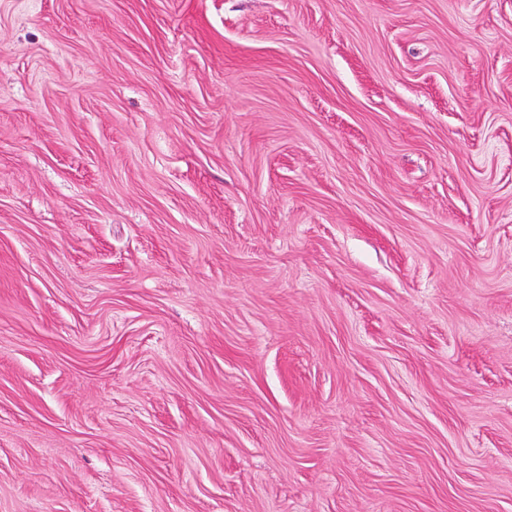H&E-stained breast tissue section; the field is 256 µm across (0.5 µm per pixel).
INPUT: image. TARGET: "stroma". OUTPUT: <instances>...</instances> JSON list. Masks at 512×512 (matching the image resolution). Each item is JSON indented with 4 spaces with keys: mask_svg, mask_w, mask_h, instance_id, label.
I'll return each instance as SVG.
<instances>
[{
    "mask_svg": "<svg viewBox=\"0 0 512 512\" xmlns=\"http://www.w3.org/2000/svg\"><path fill=\"white\" fill-rule=\"evenodd\" d=\"M0 512H512V0H0Z\"/></svg>",
    "mask_w": 512,
    "mask_h": 512,
    "instance_id": "stroma-1",
    "label": "stroma"
}]
</instances>
